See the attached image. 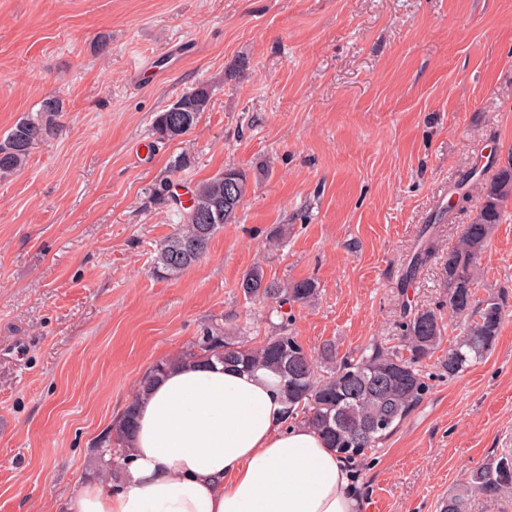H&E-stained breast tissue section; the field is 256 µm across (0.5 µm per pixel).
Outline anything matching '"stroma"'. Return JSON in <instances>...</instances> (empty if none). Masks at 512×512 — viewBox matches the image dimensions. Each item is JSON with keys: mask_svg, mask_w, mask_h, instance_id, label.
<instances>
[{"mask_svg": "<svg viewBox=\"0 0 512 512\" xmlns=\"http://www.w3.org/2000/svg\"><path fill=\"white\" fill-rule=\"evenodd\" d=\"M200 84L208 110L157 140L158 112ZM52 97L56 131L0 181V512H65L141 376L209 329L255 345L283 326L353 355L431 309L460 334L442 268L471 212L403 274L459 173L512 151V0H0V136ZM229 166L250 180L235 222L162 277L178 217L154 189L183 198ZM506 215L478 261V298L505 311L496 345L454 378L427 360L421 404L351 465L360 512H436L512 452ZM255 265L320 295L246 300ZM435 223L425 224L419 241L408 261L405 281L414 279L419 271L426 266L438 251L439 240L435 234Z\"/></svg>", "mask_w": 512, "mask_h": 512, "instance_id": "stroma-1", "label": "stroma"}]
</instances>
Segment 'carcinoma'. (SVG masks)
Segmentation results:
<instances>
[{"label":"carcinoma","instance_id":"obj_1","mask_svg":"<svg viewBox=\"0 0 512 512\" xmlns=\"http://www.w3.org/2000/svg\"><path fill=\"white\" fill-rule=\"evenodd\" d=\"M211 92L201 85L165 106L155 118L153 134L160 140H174L187 133L210 105ZM64 102L50 98L36 112L21 115L7 134L0 137V179L7 178L26 164L33 145L52 134ZM236 184V199L224 204V179ZM249 190L247 173L235 167L198 184L191 205L178 210L176 229L160 244L157 271L179 276L209 252L212 238L235 221L236 213ZM480 198L479 208L456 246L448 249L443 278L448 287V309L464 316L466 323L455 342L441 359L442 368L454 377L482 359L495 345L503 320V307L489 296L476 299L478 259L497 225L506 219V206L512 200V153L505 163L486 177L473 169L462 172L454 185L456 205L437 213L438 220L453 221L455 212L467 210L470 191ZM435 224L422 229L408 261L405 280L414 279L438 251ZM239 288L249 300H275L281 304L306 306L320 294L313 278L289 282L270 280L262 267L255 266L240 280ZM402 347L390 348L373 343L356 358L338 357L330 345L323 347L316 362L299 339L284 329L268 336L257 346L236 341L220 329L202 337L185 356L197 360L215 358L229 366H263L274 370L283 381L287 419L300 420L316 429L329 447L347 461H355L375 450L406 420L422 402L430 386L422 369L424 361L441 350L442 325L432 310L405 314ZM172 364L162 360L140 379L135 396L118 418L113 431L96 448L100 467L108 472L124 464V448L134 427L138 399ZM512 491V453L475 469L467 482L448 496L444 512H468L472 494H500Z\"/></svg>","mask_w":512,"mask_h":512}]
</instances>
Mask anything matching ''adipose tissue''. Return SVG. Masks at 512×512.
<instances>
[{"instance_id":"adipose-tissue-1","label":"adipose tissue","mask_w":512,"mask_h":512,"mask_svg":"<svg viewBox=\"0 0 512 512\" xmlns=\"http://www.w3.org/2000/svg\"><path fill=\"white\" fill-rule=\"evenodd\" d=\"M269 369L171 367L137 410L120 481L77 488L67 512H359L346 460L285 419Z\"/></svg>"}]
</instances>
